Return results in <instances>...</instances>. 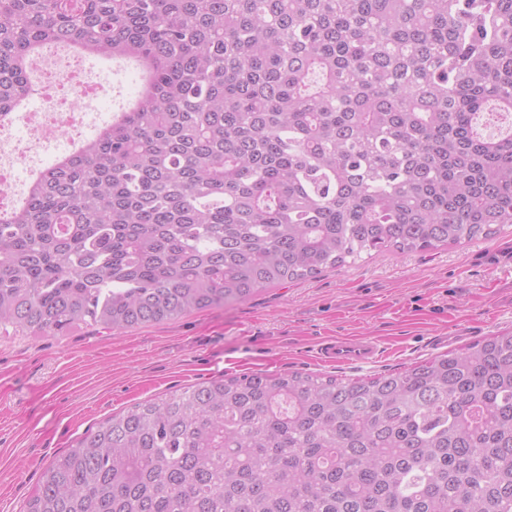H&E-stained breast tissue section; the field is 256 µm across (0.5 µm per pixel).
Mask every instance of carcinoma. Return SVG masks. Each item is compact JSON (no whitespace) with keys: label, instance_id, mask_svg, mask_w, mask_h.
<instances>
[{"label":"carcinoma","instance_id":"cac0c4a2","mask_svg":"<svg viewBox=\"0 0 512 512\" xmlns=\"http://www.w3.org/2000/svg\"><path fill=\"white\" fill-rule=\"evenodd\" d=\"M72 44L150 81L0 211V332H122L512 224V126L476 130L512 116V0H0V119ZM25 512H512V331L138 402Z\"/></svg>","mask_w":512,"mask_h":512}]
</instances>
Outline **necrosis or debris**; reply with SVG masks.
<instances>
[{"mask_svg":"<svg viewBox=\"0 0 512 512\" xmlns=\"http://www.w3.org/2000/svg\"><path fill=\"white\" fill-rule=\"evenodd\" d=\"M40 74L53 91L44 95L37 112H19L0 120V185L10 195L24 197L29 185L21 180H5V173L39 168L42 157L53 151L55 142L67 140L79 147L91 117L80 101L98 98L100 85L92 71L60 59L41 68Z\"/></svg>","mask_w":512,"mask_h":512,"instance_id":"obj_1","label":"necrosis or debris"}]
</instances>
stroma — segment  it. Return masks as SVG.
<instances>
[{"label": "stroma", "instance_id": "obj_1", "mask_svg": "<svg viewBox=\"0 0 512 512\" xmlns=\"http://www.w3.org/2000/svg\"><path fill=\"white\" fill-rule=\"evenodd\" d=\"M100 121L127 109L138 70L93 60ZM512 331V224L491 238L427 251H381L246 301L113 333L0 336V512H23L43 469L132 404L224 374L366 377ZM371 340L367 363L319 358L325 340Z\"/></svg>", "mask_w": 512, "mask_h": 512}]
</instances>
